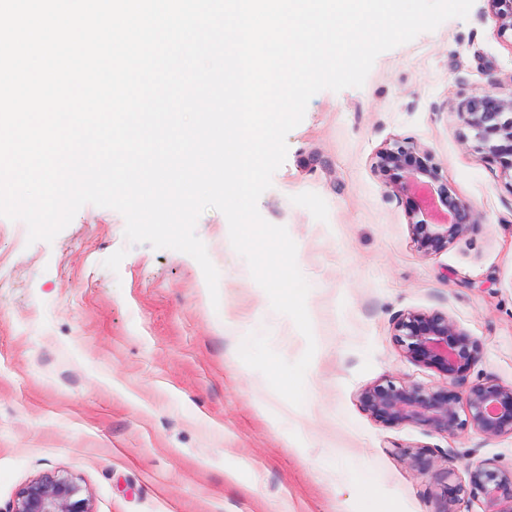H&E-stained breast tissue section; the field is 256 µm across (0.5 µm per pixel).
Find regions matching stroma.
Listing matches in <instances>:
<instances>
[{"label": "stroma", "mask_w": 512, "mask_h": 512, "mask_svg": "<svg viewBox=\"0 0 512 512\" xmlns=\"http://www.w3.org/2000/svg\"><path fill=\"white\" fill-rule=\"evenodd\" d=\"M509 84L512 38L474 0L467 18L381 53L362 87L310 99L258 201L310 285L316 350L298 407L229 354L228 319L241 336L268 332L289 362L308 341L272 310L220 211L195 227L219 272L215 302L194 258L129 243L116 210L84 205L50 243L0 217V512L57 471L94 512H444L469 463L512 469L511 437L389 428L359 403L377 381L437 382L395 339L409 311L446 314L478 341L460 394L512 383V185L453 112ZM410 140L479 216L437 255L417 250L406 198L373 171L378 150Z\"/></svg>", "instance_id": "obj_1"}]
</instances>
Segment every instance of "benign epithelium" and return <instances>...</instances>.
<instances>
[{"label":"benign epithelium","mask_w":512,"mask_h":512,"mask_svg":"<svg viewBox=\"0 0 512 512\" xmlns=\"http://www.w3.org/2000/svg\"><path fill=\"white\" fill-rule=\"evenodd\" d=\"M498 31L512 33V0H488ZM459 123L474 133L475 151L498 165L512 183V87L474 95L457 104ZM373 170L397 194L409 199L408 225L419 252L439 254L478 223L475 208L448 185L432 151L414 141L397 142L377 151ZM396 341L405 357L434 370L440 381L431 386L397 385L391 380L365 386L362 409L386 427L415 424L454 435L470 428L486 437H512V384H476L461 398L456 384L478 361L479 345L454 320L439 312L410 311L394 322ZM465 418H460L459 405ZM467 479L447 488L445 512H457L463 500L480 502L481 512H512V470L486 461L468 465ZM9 512H93L90 498L70 476L51 472L18 493Z\"/></svg>","instance_id":"benign-epithelium-1"}]
</instances>
